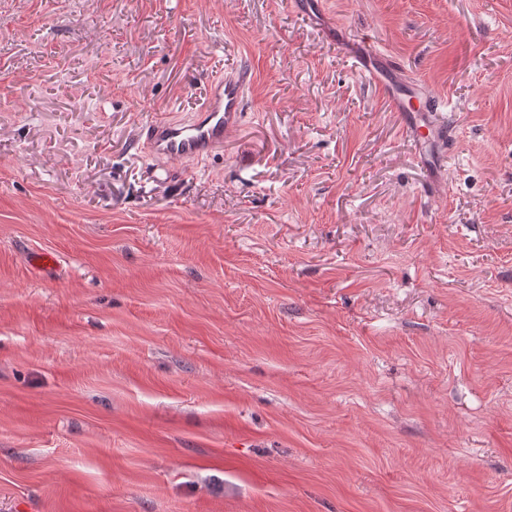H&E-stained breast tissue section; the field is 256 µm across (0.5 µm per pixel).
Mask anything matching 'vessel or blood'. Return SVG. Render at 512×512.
I'll return each mask as SVG.
<instances>
[{"mask_svg": "<svg viewBox=\"0 0 512 512\" xmlns=\"http://www.w3.org/2000/svg\"><path fill=\"white\" fill-rule=\"evenodd\" d=\"M353 58L359 77L382 89L401 117L402 129L417 161L447 155L455 122L444 117L447 98L427 91L416 79L401 78L395 58L370 42L356 44ZM247 74L220 73L207 86L202 105L185 118H163L140 129V149L155 160L201 163L220 151L227 136L241 127Z\"/></svg>", "mask_w": 512, "mask_h": 512, "instance_id": "1", "label": "vessel or blood"}]
</instances>
